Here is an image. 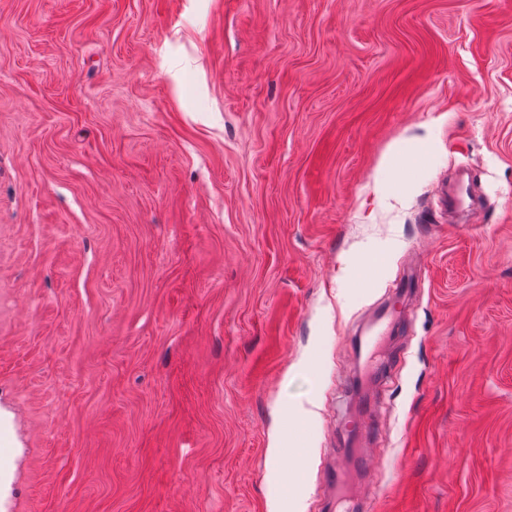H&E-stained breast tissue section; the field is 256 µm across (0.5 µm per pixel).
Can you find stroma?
I'll return each mask as SVG.
<instances>
[{"label":"stroma","instance_id":"stroma-1","mask_svg":"<svg viewBox=\"0 0 512 512\" xmlns=\"http://www.w3.org/2000/svg\"><path fill=\"white\" fill-rule=\"evenodd\" d=\"M1 30L0 512H332L373 397L362 512H512V0H0ZM457 169L480 223L437 201ZM381 423V419L377 417L376 407L370 404L352 417L347 426L351 432H355L364 440H374L380 435ZM383 455L377 448H337L336 466L333 469L332 484L345 493L344 481L347 475L355 473L362 478L363 484L370 483L373 473L382 465Z\"/></svg>","mask_w":512,"mask_h":512}]
</instances>
